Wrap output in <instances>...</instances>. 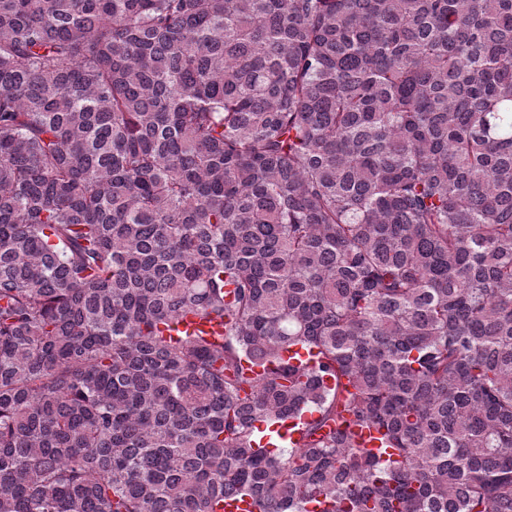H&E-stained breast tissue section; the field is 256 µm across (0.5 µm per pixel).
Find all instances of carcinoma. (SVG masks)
I'll return each mask as SVG.
<instances>
[{"label": "carcinoma", "mask_w": 512, "mask_h": 512, "mask_svg": "<svg viewBox=\"0 0 512 512\" xmlns=\"http://www.w3.org/2000/svg\"><path fill=\"white\" fill-rule=\"evenodd\" d=\"M246 499L512 512V0H0V512Z\"/></svg>", "instance_id": "carcinoma-1"}]
</instances>
